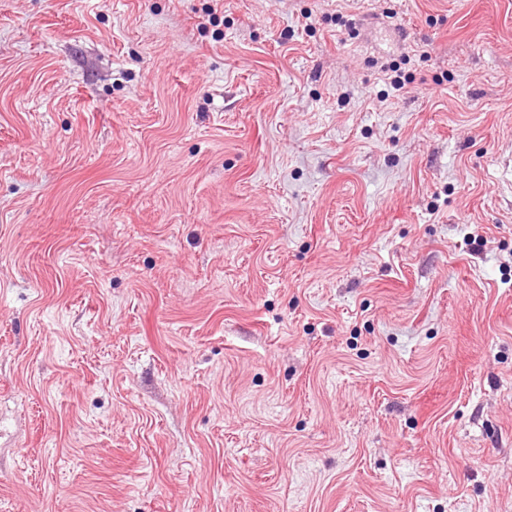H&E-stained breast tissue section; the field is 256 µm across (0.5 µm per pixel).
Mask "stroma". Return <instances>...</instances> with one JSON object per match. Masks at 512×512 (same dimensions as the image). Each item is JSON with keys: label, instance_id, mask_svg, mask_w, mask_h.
<instances>
[{"label": "stroma", "instance_id": "1", "mask_svg": "<svg viewBox=\"0 0 512 512\" xmlns=\"http://www.w3.org/2000/svg\"><path fill=\"white\" fill-rule=\"evenodd\" d=\"M509 153L512 0H0V512H512Z\"/></svg>", "mask_w": 512, "mask_h": 512}]
</instances>
